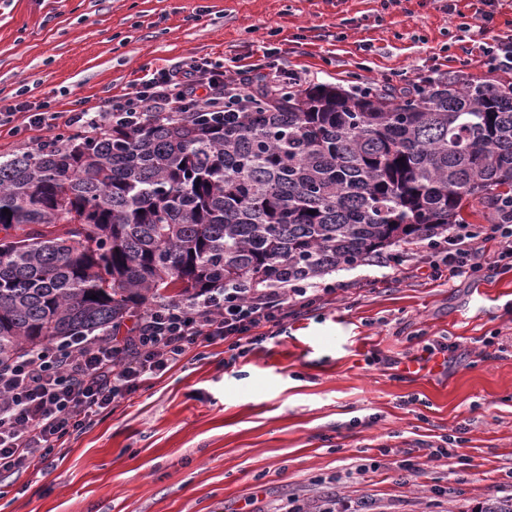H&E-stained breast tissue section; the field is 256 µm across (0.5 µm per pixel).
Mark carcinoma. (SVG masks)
Here are the masks:
<instances>
[{"label": "carcinoma", "instance_id": "cac0c4a2", "mask_svg": "<svg viewBox=\"0 0 512 512\" xmlns=\"http://www.w3.org/2000/svg\"><path fill=\"white\" fill-rule=\"evenodd\" d=\"M512 205V77L259 91L0 160V364L223 283L316 278ZM9 209L8 216L3 209Z\"/></svg>", "mask_w": 512, "mask_h": 512}]
</instances>
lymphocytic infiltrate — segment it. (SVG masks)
<instances>
[{
  "instance_id": "f902f5d3",
  "label": "lymphocytic infiltrate",
  "mask_w": 512,
  "mask_h": 512,
  "mask_svg": "<svg viewBox=\"0 0 512 512\" xmlns=\"http://www.w3.org/2000/svg\"><path fill=\"white\" fill-rule=\"evenodd\" d=\"M252 95L244 80L190 62L148 78L94 112L82 108L63 118L40 105L28 113L25 127L52 129L63 122L100 131L136 128L150 114L188 107L220 120L248 111ZM488 242L495 243L499 260H511L512 222L479 232L454 225L448 235L427 243L433 253L429 278L481 271ZM335 293L333 284L304 278L216 288L137 312L123 336L86 337L66 346L51 342L25 352L0 366V475L19 473L34 458H49L112 402L135 394L190 352L222 341L232 358L242 357L289 313L331 301Z\"/></svg>"
}]
</instances>
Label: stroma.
I'll list each match as a JSON object with an SVG mask.
<instances>
[{"mask_svg":"<svg viewBox=\"0 0 512 512\" xmlns=\"http://www.w3.org/2000/svg\"><path fill=\"white\" fill-rule=\"evenodd\" d=\"M483 0H0V105L95 110L196 61L400 92L490 76ZM425 242L325 279L335 300L288 317L243 358L189 354L115 401L59 455L0 478V512H473L512 496V268L433 281ZM493 338L485 346L484 338ZM438 341L412 375L384 358ZM461 438L462 463L405 451ZM368 465L359 473L357 465Z\"/></svg>","mask_w":512,"mask_h":512,"instance_id":"1","label":"stroma"}]
</instances>
